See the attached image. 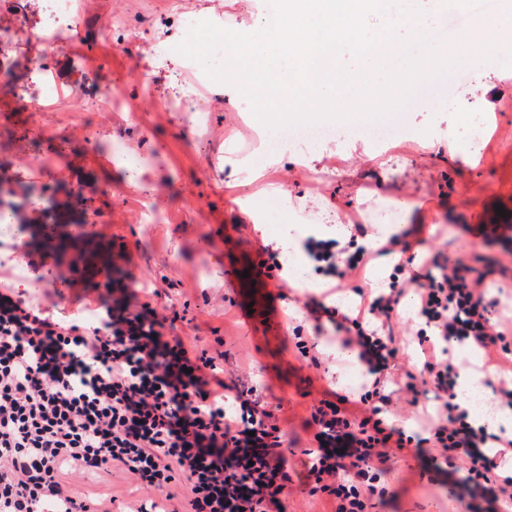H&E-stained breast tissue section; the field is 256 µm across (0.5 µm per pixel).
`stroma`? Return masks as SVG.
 <instances>
[{
	"instance_id": "obj_1",
	"label": "stroma",
	"mask_w": 512,
	"mask_h": 512,
	"mask_svg": "<svg viewBox=\"0 0 512 512\" xmlns=\"http://www.w3.org/2000/svg\"><path fill=\"white\" fill-rule=\"evenodd\" d=\"M42 0H0V28L13 46L0 58V184L28 194L24 211L28 251H15L0 267V280L34 305L68 320L96 306V270L73 273L69 261L52 257L41 272L60 281L51 291L26 288L32 270L28 253L42 252L47 225L65 224L74 235L110 250L114 297L137 292L140 301L174 317L170 336H179L223 359L225 380L262 387L277 406L291 450L292 481L287 512H331L324 499L309 496L303 451L310 446L304 421L324 391L358 399L365 371L349 379L345 362L331 350L340 340L328 320H315L305 303L321 298L325 282L307 250L297 249L283 230L295 222L322 223L323 211L358 214L375 239L390 227L377 215L384 203H400L402 229L422 227L429 246L465 258L480 252L508 261L498 234L499 216L512 219V49L474 67L461 64L429 85L437 110L408 104L392 115L401 134L386 147L370 143L366 122L357 135L323 144L310 153L295 148L269 151L259 138V121L246 110L228 112L217 95L207 112H172L180 93L176 76L195 61H161L154 34L166 29L172 44L185 39L192 22L208 20L240 31L266 15L265 0H77L68 42L47 50L34 36ZM49 68L53 95L21 106L34 94L36 62ZM126 102L112 109L106 92ZM484 128L480 150L449 147L470 126ZM143 159L144 174L131 177L121 154ZM275 259L296 253L288 274L267 271L239 290L224 283V266L248 264L253 251ZM306 289H298L299 281ZM280 293L281 313L292 329L260 337L240 316V297ZM316 343L322 366L302 359L296 338ZM423 461L394 456L386 479L391 495L374 512H461V504ZM74 488L94 500L114 497L112 512L149 499L120 476L76 475Z\"/></svg>"
}]
</instances>
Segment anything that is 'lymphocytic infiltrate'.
Masks as SVG:
<instances>
[{
    "instance_id": "obj_1",
    "label": "lymphocytic infiltrate",
    "mask_w": 512,
    "mask_h": 512,
    "mask_svg": "<svg viewBox=\"0 0 512 512\" xmlns=\"http://www.w3.org/2000/svg\"><path fill=\"white\" fill-rule=\"evenodd\" d=\"M322 274L360 301L350 311L316 302L373 377L350 411V397L328 391L308 421L314 448L306 463L309 492L335 500V512H372L389 491L382 481L391 452L425 449L428 470H466L465 512H512V433L475 424L458 401L460 368L450 348L468 343L493 370L494 399L512 407V322L489 294V276L512 281V264L481 254L417 256L407 234L344 260L311 245ZM402 254L386 288L363 287L367 265ZM413 296L421 357L400 365L396 310ZM97 324L57 319L0 283V512H106L77 496L69 471L119 470L164 497L166 512H285L291 475L285 433L257 386L227 384L206 350L166 336V319L148 302L100 296ZM434 406L420 431L387 422ZM236 413H227L226 398ZM188 490L180 502L178 487Z\"/></svg>"
}]
</instances>
